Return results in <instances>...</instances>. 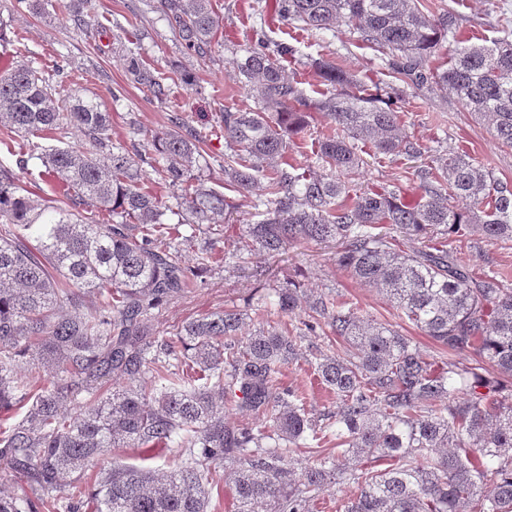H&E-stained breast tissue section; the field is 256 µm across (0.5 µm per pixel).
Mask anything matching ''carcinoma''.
<instances>
[{
	"label": "carcinoma",
	"instance_id": "obj_1",
	"mask_svg": "<svg viewBox=\"0 0 512 512\" xmlns=\"http://www.w3.org/2000/svg\"><path fill=\"white\" fill-rule=\"evenodd\" d=\"M157 3L185 53L209 56L218 26L212 0ZM421 6L277 0L281 20L304 30L354 27L398 81L418 89L434 80L512 147V29L489 44H468L454 13L431 17ZM263 25L230 59L257 107L221 113L224 185L253 199L263 216L238 225V241L266 255L336 242L337 264L383 294L448 358L436 364L391 323L338 297L318 299L305 331L294 334L285 316L295 313L298 295L284 286L270 293L273 317L245 337L247 311L233 306L158 340L153 310L221 261L206 247L183 265L167 213L183 224H216L238 208L200 175L211 166L202 133L177 115L155 139L151 168L172 189V208L140 187L142 155L112 143L109 113L62 89L67 58L50 72L6 65L0 130L33 138L16 163L40 153L63 196L103 218L88 223L52 199L23 194L0 165V460L43 492L75 488L70 512H208L218 461L237 467L234 512H309L329 484L349 492L342 512H512V389L480 375L488 367L512 379V288L475 277L448 250L468 224L492 242L512 241V185L467 152L436 149L415 171V200L403 199L400 186L355 188L341 175L362 163L361 146L407 158L421 148L391 103L365 93L331 60L313 61L314 73L340 89L307 97L278 62L300 48L270 41ZM445 39L456 44L448 68L426 73ZM127 71L153 97L165 95L164 74L134 56ZM314 114L335 132L317 140L316 166L303 168L289 151ZM73 128L80 145L68 141ZM401 233L421 237V247L401 250ZM63 303L74 313L59 315ZM322 324L334 339L315 350L310 366L335 409L318 416L282 375L303 353L305 334ZM464 352L474 363L456 360ZM45 365L60 377L38 386L32 373ZM114 374L125 386L95 397ZM83 393L90 398L80 404ZM226 398L261 422L226 424ZM25 401V417L11 422ZM331 436L336 454L324 455L319 448ZM158 445L175 449V469L158 476L112 468L96 474L91 493L77 488L82 471L111 449ZM292 448L316 450L315 463H292ZM0 512H35V504L0 496Z\"/></svg>",
	"mask_w": 512,
	"mask_h": 512
}]
</instances>
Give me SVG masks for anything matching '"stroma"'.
<instances>
[{
	"label": "stroma",
	"mask_w": 512,
	"mask_h": 512,
	"mask_svg": "<svg viewBox=\"0 0 512 512\" xmlns=\"http://www.w3.org/2000/svg\"><path fill=\"white\" fill-rule=\"evenodd\" d=\"M260 3L265 15V30L279 42L301 48L297 58H281L280 63L291 80L298 82L306 95L318 97L326 87L315 80L308 65L312 59L336 61L356 76L368 93L386 95L392 84L388 69L356 30L342 25L324 33L311 32L282 21L275 12V0H213L220 28L206 59L183 53L180 42L169 28L153 0H92L80 21H73L69 0H49L41 13H33L18 0H0V66L14 61L36 67H52L59 55L69 59L66 83L95 95L102 111L108 112L114 143H135L145 161H153L155 133L165 130L171 115L187 117L190 124L206 133L205 151L223 157L224 108L251 105L243 84L236 78L229 60L233 53L249 46L256 38L252 9ZM429 13L453 9L459 27L472 43L481 44L499 35L512 22V0H424ZM21 38L26 50L16 55L14 38ZM138 49L147 68L170 75L169 89L162 98H154L136 84L126 70L129 49ZM195 77L193 85L181 80L183 72ZM403 129L423 151L444 148L471 154L495 177L512 182V147L498 143L488 124L465 110L456 96L429 83L410 90L401 103ZM26 141L13 137L0 144V164L10 167L20 186L33 195L60 199V186L49 178L40 159H29L25 168L15 166L14 151ZM414 160L375 154L364 148L363 163L350 174L356 187L367 189L381 185H408L406 170L417 169ZM258 219L256 210L242 204L234 214L232 226L206 224L199 230L181 226L182 234H194L193 244L182 245V260L193 264L195 251L205 243L223 249L224 239L233 235L234 225L250 224ZM450 246L458 261L477 273L496 275L503 287L512 288V243L489 241L476 227L452 237ZM336 243H309L289 247L282 254L263 258L241 250L224 264L204 273L200 282L170 298L155 312L157 335H173L184 322L205 313L220 312L232 305L247 304L254 329L265 313V296L270 288L292 283L298 288L297 317H304L310 306L327 292H339L350 299L363 314L396 323L401 333L412 339L434 360H441L439 345L408 322L399 320L386 299L376 289L357 284L336 265ZM177 461L170 449H115L89 467V474L113 467H145L156 472L169 470ZM20 496L37 502V512H66L69 494L41 491L10 469L0 468V494Z\"/></svg>",
	"instance_id": "obj_1"
}]
</instances>
